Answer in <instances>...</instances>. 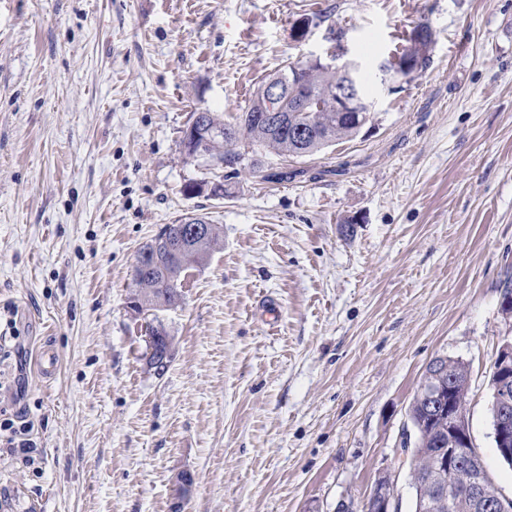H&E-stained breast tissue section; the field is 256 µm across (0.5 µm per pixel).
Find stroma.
I'll return each mask as SVG.
<instances>
[{"mask_svg":"<svg viewBox=\"0 0 512 512\" xmlns=\"http://www.w3.org/2000/svg\"><path fill=\"white\" fill-rule=\"evenodd\" d=\"M421 25L429 68L379 90ZM340 40L378 98L355 138L298 158L242 141L219 169L185 155L192 113L233 120ZM188 213L222 242L160 314L158 376L132 267ZM508 278L512 0H0V384L33 424L32 464L0 456V512H335L383 469L411 512L403 430L446 355L512 497L488 406ZM145 328V342H146V353L145 361L147 366L151 370H161V368L168 364L169 354L167 350L160 349V342L166 340L167 336L174 340V336H170L169 332H166L164 336L163 325L160 321H144Z\"/></svg>","mask_w":512,"mask_h":512,"instance_id":"stroma-1","label":"stroma"}]
</instances>
